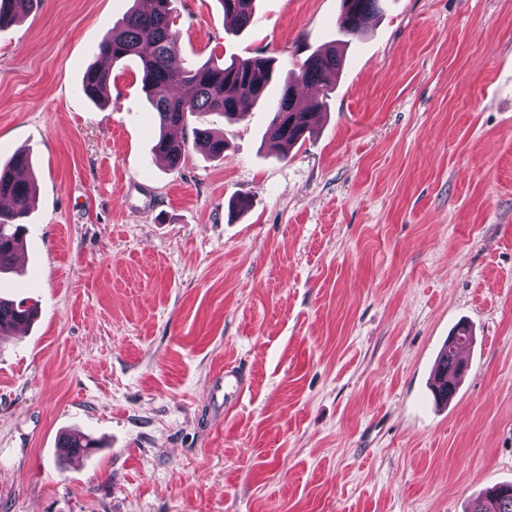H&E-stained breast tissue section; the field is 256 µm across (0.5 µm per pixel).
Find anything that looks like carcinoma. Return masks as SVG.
<instances>
[{
  "mask_svg": "<svg viewBox=\"0 0 512 512\" xmlns=\"http://www.w3.org/2000/svg\"><path fill=\"white\" fill-rule=\"evenodd\" d=\"M37 0H0V28L28 15ZM152 8L128 11L100 42L99 61L89 67L82 80L84 94L93 101H110L112 64L136 55L142 61L141 89L158 118L159 135L155 154L166 158L170 167L179 166L188 149L185 127L189 117L203 112H218L234 119L252 111L264 97L273 77V60L255 55L233 59L222 65L203 63L181 66L178 55V31L173 29L175 0H151ZM224 17L230 19V30L240 32L253 21L256 0H218ZM380 0H342L337 20L340 32L357 37L367 28L379 10ZM342 66V56L336 44H330L310 55L286 81L277 100L267 131L271 146L285 151L305 138L314 126V119L326 106L333 90L336 74ZM299 88L309 92L308 111L297 108L295 93ZM193 147L206 154L224 155V135L208 128L194 130ZM31 158L25 151L16 152L0 168V196L10 200V206L0 207V272L13 268V255L22 248L25 225L34 200L35 185L19 176L28 172ZM33 310L20 299L0 297V336L8 335L15 326L30 322ZM457 342L445 346L435 370L434 395L437 401L448 403V388L460 384L461 367L457 360L460 348L472 342L467 329L455 332ZM79 448L87 454L94 442L87 437L64 435L58 450L69 457L68 449ZM474 512H512V484L490 488Z\"/></svg>",
  "mask_w": 512,
  "mask_h": 512,
  "instance_id": "1",
  "label": "carcinoma"
}]
</instances>
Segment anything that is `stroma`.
<instances>
[{
    "mask_svg": "<svg viewBox=\"0 0 512 512\" xmlns=\"http://www.w3.org/2000/svg\"><path fill=\"white\" fill-rule=\"evenodd\" d=\"M132 4L40 0L0 29V165L28 151L38 189L0 274L38 309L0 341V512H470L512 483V0H380L348 42L341 0H258L236 37L218 0H176L181 63L276 68L238 121L189 118L228 146L176 168L139 58L111 104L81 89ZM334 41L327 110L279 157L269 102ZM227 363L250 387L225 412ZM69 431L98 443L84 465ZM451 336H458L459 338L452 346H448L447 341V345L441 350L438 356L435 370L434 395L437 402L444 404H448V402L454 399L456 392H453L448 401V387L451 388L455 385L457 388L463 373L458 374L454 371L455 368H462L461 362L457 360V353L461 347H465L468 343L472 342V336H470L466 328L457 330V332ZM451 336H449V338ZM461 337H463V339Z\"/></svg>",
    "mask_w": 512,
    "mask_h": 512,
    "instance_id": "1",
    "label": "stroma"
}]
</instances>
